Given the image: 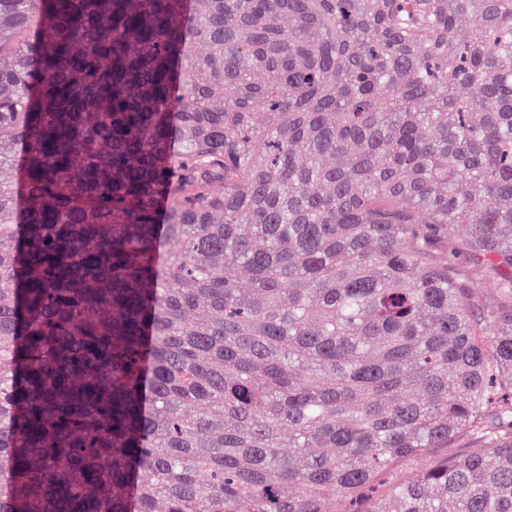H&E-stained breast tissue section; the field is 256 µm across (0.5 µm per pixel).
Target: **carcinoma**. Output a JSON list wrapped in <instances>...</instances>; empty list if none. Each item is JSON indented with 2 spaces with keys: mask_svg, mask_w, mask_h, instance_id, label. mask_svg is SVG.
Returning <instances> with one entry per match:
<instances>
[{
  "mask_svg": "<svg viewBox=\"0 0 512 512\" xmlns=\"http://www.w3.org/2000/svg\"><path fill=\"white\" fill-rule=\"evenodd\" d=\"M194 3L0 0V512H512V0ZM466 440L463 438L456 439L448 448H432L429 457H409L402 460L391 474L390 482H403L414 478L430 460L435 458L454 457L464 452Z\"/></svg>",
  "mask_w": 512,
  "mask_h": 512,
  "instance_id": "carcinoma-1",
  "label": "carcinoma"
}]
</instances>
